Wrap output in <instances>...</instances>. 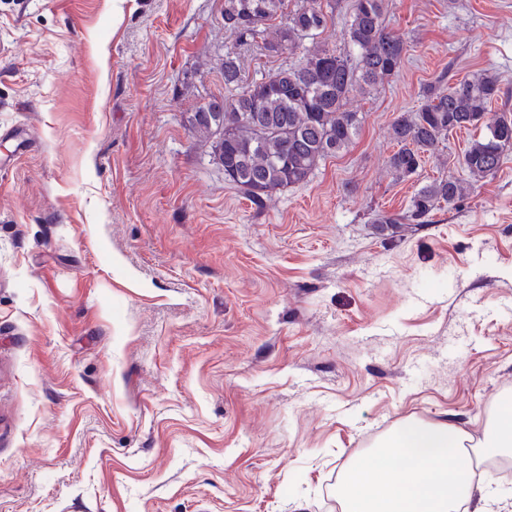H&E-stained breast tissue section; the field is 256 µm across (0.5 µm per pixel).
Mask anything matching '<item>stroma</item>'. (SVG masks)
Masks as SVG:
<instances>
[{"label": "stroma", "instance_id": "obj_1", "mask_svg": "<svg viewBox=\"0 0 512 512\" xmlns=\"http://www.w3.org/2000/svg\"><path fill=\"white\" fill-rule=\"evenodd\" d=\"M224 0H0V512H336L395 425L481 438L512 392V150L428 223L393 120L489 70L512 114V0H385L400 70L307 183L256 206L189 113L297 62ZM402 216L378 231L374 218Z\"/></svg>", "mask_w": 512, "mask_h": 512}]
</instances>
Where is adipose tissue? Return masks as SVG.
<instances>
[{
    "label": "adipose tissue",
    "instance_id": "ef3b65f1",
    "mask_svg": "<svg viewBox=\"0 0 512 512\" xmlns=\"http://www.w3.org/2000/svg\"><path fill=\"white\" fill-rule=\"evenodd\" d=\"M470 440L448 422L396 426L343 471L336 489L343 512H456L460 503L487 497L486 482L448 465Z\"/></svg>",
    "mask_w": 512,
    "mask_h": 512
}]
</instances>
